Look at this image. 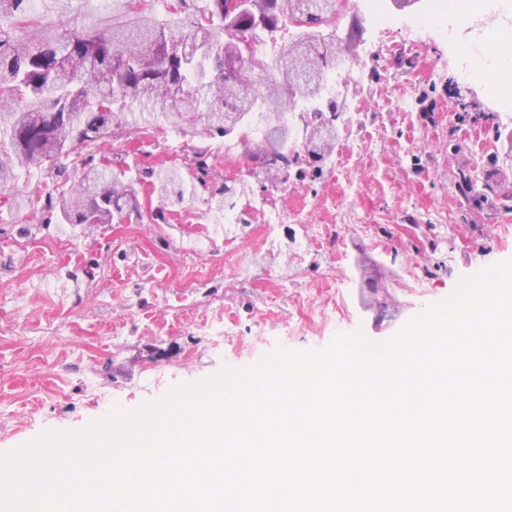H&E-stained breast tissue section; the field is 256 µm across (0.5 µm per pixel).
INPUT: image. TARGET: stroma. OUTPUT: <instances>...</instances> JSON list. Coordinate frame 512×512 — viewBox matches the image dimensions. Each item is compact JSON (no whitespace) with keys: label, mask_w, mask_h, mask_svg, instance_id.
<instances>
[{"label":"stroma","mask_w":512,"mask_h":512,"mask_svg":"<svg viewBox=\"0 0 512 512\" xmlns=\"http://www.w3.org/2000/svg\"><path fill=\"white\" fill-rule=\"evenodd\" d=\"M389 0H347L338 26L355 82H339V134L323 161L293 157L276 179L236 173L238 207L278 223L215 251L193 250L220 219L224 145L168 126L82 147L128 169L140 216L124 227L58 224L22 176L0 211V454L47 432H77L276 351L336 334L392 338L462 279L512 260V95L461 78V47ZM126 0H38L37 14L105 31ZM394 44L380 51L382 42ZM474 172L462 189L460 170ZM451 210V223L442 213ZM335 229L333 243L325 233ZM317 251L292 261L294 241ZM422 280H415V268ZM285 279L270 278V269ZM224 329L213 343L204 324Z\"/></svg>","instance_id":"35a3bbf8"}]
</instances>
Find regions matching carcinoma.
<instances>
[{
  "instance_id": "obj_1",
  "label": "carcinoma",
  "mask_w": 512,
  "mask_h": 512,
  "mask_svg": "<svg viewBox=\"0 0 512 512\" xmlns=\"http://www.w3.org/2000/svg\"><path fill=\"white\" fill-rule=\"evenodd\" d=\"M295 0H268L259 28L249 13L226 25L223 5H207L187 19L162 22L154 0H128L129 20L97 35L84 28H57L27 13V0H0V18L27 28L16 40L0 32V187L20 172L69 169L67 160L78 146L112 134V126L166 120L180 130L177 115L206 108L201 133L231 135L214 117L226 112L269 113L286 102L309 96L288 85L289 79L260 86L244 80L228 54L225 32L245 41L276 33L291 23ZM288 51V67L297 70L336 68L309 30L280 44ZM335 133L308 140L319 158L330 153ZM47 200L59 196L58 211L66 224H101L107 218L138 212L123 170L102 156L72 185H45Z\"/></svg>"
}]
</instances>
